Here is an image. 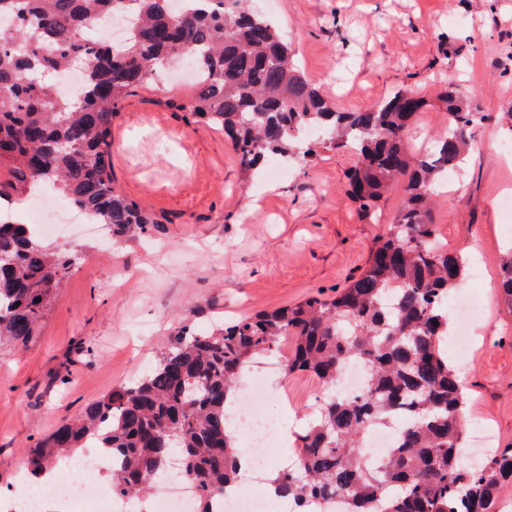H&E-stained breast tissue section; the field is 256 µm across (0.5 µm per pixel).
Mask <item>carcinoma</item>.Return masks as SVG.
Segmentation results:
<instances>
[{"label":"carcinoma","instance_id":"1","mask_svg":"<svg viewBox=\"0 0 512 512\" xmlns=\"http://www.w3.org/2000/svg\"><path fill=\"white\" fill-rule=\"evenodd\" d=\"M0 0V200L50 183L71 205L112 227L115 241L160 233L164 225L130 200L112 173V123L131 92L157 87L162 70L183 54L209 72L188 104L174 103L188 126L224 132L242 168L306 157L305 127L328 132L355 154L347 195L360 213L396 184L402 203L378 236L367 267L331 299L312 296L229 319L207 330L180 328L136 382L89 404L30 448L31 479L95 445L112 453V494L146 498L173 454L195 482V512H212L241 477V453L226 432V400L240 389L248 364L291 337L287 376L308 373L330 395L297 435L294 464L270 483L293 512L344 501L348 512H494L512 484V448H496L466 471L458 454L466 437V388L441 346L448 298L469 261L439 243L432 220L443 174L466 161L478 108L453 87L439 94L448 132L426 154L414 151L410 127L427 105L417 93L358 112H338L294 63L288 43L247 0ZM128 17L126 46L116 49L85 32L111 15ZM78 63L84 89L66 95L45 82ZM78 250L49 251L25 224L0 221V345L27 343ZM500 294L512 306V259L500 270ZM438 325H433V322ZM368 363L366 392L336 389L344 366ZM401 422L397 442L376 463L361 451L366 429Z\"/></svg>","mask_w":512,"mask_h":512}]
</instances>
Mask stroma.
<instances>
[{"label": "stroma", "mask_w": 512, "mask_h": 512, "mask_svg": "<svg viewBox=\"0 0 512 512\" xmlns=\"http://www.w3.org/2000/svg\"><path fill=\"white\" fill-rule=\"evenodd\" d=\"M288 41L302 74L339 112L372 107L399 91L427 106L410 131L421 150L446 127L437 97L447 84L485 121L471 132L463 168L449 176L433 208L439 241L486 259L485 301L468 360L455 367L468 388L467 411L486 421L500 448L512 446V307L499 270L512 257L498 197L512 191V0H250ZM164 92L127 96L112 128V167L129 199L166 218V231L118 244L60 225L44 241L78 247L82 259L57 288L34 338L0 347V491L17 479V460L65 420L113 388L143 375L182 326L209 327L244 314L331 298L364 268L370 248L398 210L393 186L376 216L361 219L345 195L355 161L331 148L292 160L286 177L246 172L222 133L186 126ZM326 396L314 377H289L268 412L298 432Z\"/></svg>", "instance_id": "35a3bbf8"}]
</instances>
